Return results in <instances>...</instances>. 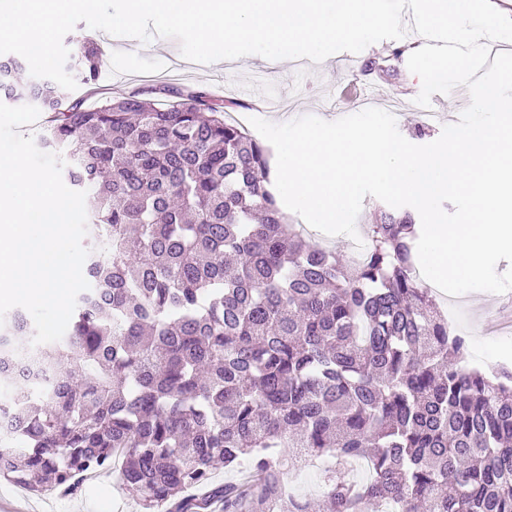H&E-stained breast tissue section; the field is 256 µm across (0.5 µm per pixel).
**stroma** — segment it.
Masks as SVG:
<instances>
[{"label":"stroma","instance_id":"stroma-1","mask_svg":"<svg viewBox=\"0 0 512 512\" xmlns=\"http://www.w3.org/2000/svg\"><path fill=\"white\" fill-rule=\"evenodd\" d=\"M97 41L104 49L109 67L97 81L103 96L163 84L191 90L222 92L224 100L235 102V115L260 117L281 124L313 115L334 121L358 113V105L339 99L347 83L358 86L359 93L380 99L385 111L393 113L400 133L411 143L423 145L436 140L444 125L458 122L462 111L460 89L442 95L439 115L431 124H423L415 99L421 83L407 67L408 55L418 45L408 39L384 40L362 52H340L315 63L309 59L273 61L258 55L210 64L185 62L173 68L180 58L177 40L153 37L144 43L130 37H116L78 23L64 39L75 48L82 38ZM244 86H254L258 95L241 94ZM471 295L442 296L438 305L449 323L469 336L472 363L487 371L494 366H512V331L499 324L500 308L507 294L491 295L489 301L472 306ZM21 506L22 512H140L136 496L111 472L99 473L71 496L47 491L15 496L12 484L0 481V506Z\"/></svg>","mask_w":512,"mask_h":512}]
</instances>
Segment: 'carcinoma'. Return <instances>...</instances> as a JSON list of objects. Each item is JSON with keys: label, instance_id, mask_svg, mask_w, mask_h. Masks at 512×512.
Wrapping results in <instances>:
<instances>
[{"label": "carcinoma", "instance_id": "obj_1", "mask_svg": "<svg viewBox=\"0 0 512 512\" xmlns=\"http://www.w3.org/2000/svg\"><path fill=\"white\" fill-rule=\"evenodd\" d=\"M102 57L88 42L67 70L93 84ZM22 71L0 58V99L50 113L41 147L86 192L90 290L52 345L26 311L0 326V479L73 495L119 451L144 512H512V369L465 364L410 212L376 210L345 260L288 222L235 102L171 86L86 107ZM25 354L45 378L17 374ZM283 448L335 460L320 503L289 491ZM243 457L247 480L209 487ZM359 461L368 478L339 476Z\"/></svg>", "mask_w": 512, "mask_h": 512}]
</instances>
